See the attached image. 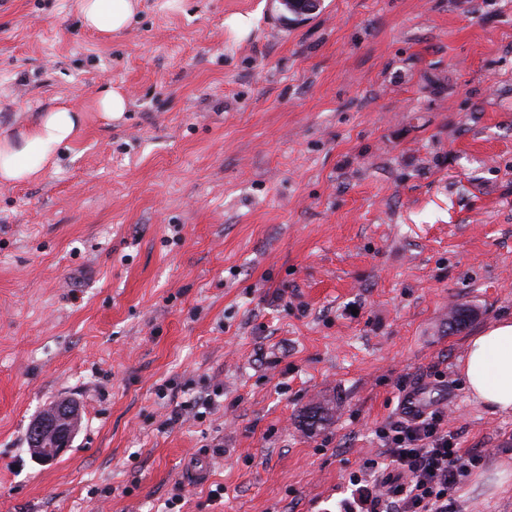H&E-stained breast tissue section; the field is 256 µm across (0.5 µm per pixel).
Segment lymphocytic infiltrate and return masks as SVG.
<instances>
[{
	"label": "lymphocytic infiltrate",
	"instance_id": "obj_1",
	"mask_svg": "<svg viewBox=\"0 0 512 512\" xmlns=\"http://www.w3.org/2000/svg\"><path fill=\"white\" fill-rule=\"evenodd\" d=\"M442 422L441 411L410 405L382 430L395 473L366 495L370 512H448L449 492L478 458L461 452Z\"/></svg>",
	"mask_w": 512,
	"mask_h": 512
}]
</instances>
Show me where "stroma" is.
Masks as SVG:
<instances>
[{
    "label": "stroma",
    "instance_id": "35a3bbf8",
    "mask_svg": "<svg viewBox=\"0 0 512 512\" xmlns=\"http://www.w3.org/2000/svg\"><path fill=\"white\" fill-rule=\"evenodd\" d=\"M59 105L0 186V512H344L410 399L481 457L448 512H512V413L459 370L512 317V0H140L109 36L0 0V132ZM128 108L126 97L117 89L106 87L98 100V110L103 119L112 121L122 117ZM82 120L81 112L62 105L42 112L23 128L0 133V184L16 185L40 176L75 138Z\"/></svg>",
    "mask_w": 512,
    "mask_h": 512
}]
</instances>
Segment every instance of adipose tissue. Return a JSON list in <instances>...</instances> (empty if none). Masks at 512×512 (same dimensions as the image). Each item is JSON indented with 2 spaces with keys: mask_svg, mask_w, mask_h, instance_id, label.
Segmentation results:
<instances>
[{
  "mask_svg": "<svg viewBox=\"0 0 512 512\" xmlns=\"http://www.w3.org/2000/svg\"><path fill=\"white\" fill-rule=\"evenodd\" d=\"M138 8V0H79L83 26L106 34L125 30ZM82 120L81 112L62 105L23 128L0 134V184L16 185L40 176L75 138ZM460 369L478 403L511 413L512 319L494 321L470 337Z\"/></svg>",
  "mask_w": 512,
  "mask_h": 512,
  "instance_id": "ef3b65f1",
  "label": "adipose tissue"
}]
</instances>
